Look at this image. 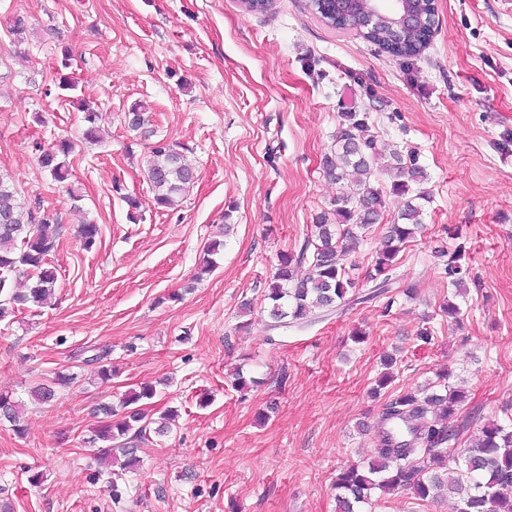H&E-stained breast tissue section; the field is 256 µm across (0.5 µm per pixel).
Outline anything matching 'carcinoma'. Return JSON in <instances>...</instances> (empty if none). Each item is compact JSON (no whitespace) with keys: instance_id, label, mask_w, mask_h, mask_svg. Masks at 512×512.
Returning a JSON list of instances; mask_svg holds the SVG:
<instances>
[{"instance_id":"obj_1","label":"carcinoma","mask_w":512,"mask_h":512,"mask_svg":"<svg viewBox=\"0 0 512 512\" xmlns=\"http://www.w3.org/2000/svg\"><path fill=\"white\" fill-rule=\"evenodd\" d=\"M409 7L420 21L402 31L385 12L373 14L366 0H349L345 9L336 0H308V8L327 27L339 31H359L367 42L381 51L402 58H415L430 41L426 17L429 0H410ZM71 67L69 53L57 61L58 88L84 113L87 127L84 136L98 139L95 112L85 99L78 97V85L64 71ZM132 127L148 124L147 108L134 103L128 111ZM336 134L334 152L325 156V175L336 183L354 177L349 193L336 198V223L326 216L317 218L315 239L309 240L296 254L282 253L264 300L270 317L269 329L280 330L325 318L342 307L359 301V288L370 287L375 297L400 283L395 274L398 253L423 227L422 206L408 202L398 220L387 225L384 247L376 254L372 271L359 280L350 275L345 261L349 252L363 239V234L377 223L384 199L376 186L377 175L386 174L392 192L405 195L411 184L426 179L416 157L403 158L394 151L385 159L376 149L365 112H344ZM71 145L60 141L41 150L39 161L51 178L64 183L70 179L67 157ZM147 176L157 206L169 208L194 183V172L183 163L175 146L157 143L150 154ZM58 225L36 200L20 201L14 188L0 179V321L15 310L41 306L55 291L56 269L49 256L58 247ZM442 277L463 294L468 264L463 262L464 249L449 251L443 246L434 250ZM308 263L311 272L298 276L297 269ZM32 280L23 290L16 288L18 275ZM76 379L72 374L56 376L38 386L30 395L48 403L56 397V387ZM153 397L144 387L124 397L119 405H103L105 416L88 443L115 444L129 455L127 465L135 461L137 448L129 440L144 438L147 432L159 435L169 429L173 414L160 415L157 427L139 408L143 399ZM461 396L440 394L422 387L407 392L385 404L376 422L374 456L366 462L347 464L336 474L337 512H360L372 506V497L409 490L421 501L455 500L457 512H512V425L492 423L482 428L478 442L471 448L459 446L460 431L448 427L447 420L456 410ZM22 404L7 393H0V417L20 427Z\"/></svg>"}]
</instances>
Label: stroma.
Segmentation results:
<instances>
[{"label":"stroma","mask_w":512,"mask_h":512,"mask_svg":"<svg viewBox=\"0 0 512 512\" xmlns=\"http://www.w3.org/2000/svg\"><path fill=\"white\" fill-rule=\"evenodd\" d=\"M440 24L418 57L396 58L324 25L307 0L266 13L240 0H0V178L56 213L54 295L0 322V392L24 400V434L0 423V505L11 512H335L344 463L373 455L384 405L448 372L463 396L449 426L471 441L512 417V0H437ZM24 16L25 34L11 32ZM73 58L100 140L60 95ZM145 104L148 130L128 126ZM345 112H365L383 153L415 154L427 174L424 228L398 255L415 284L288 330H271L264 288L282 252H299L342 187L323 173ZM73 142L69 185L41 167L43 147ZM178 145L196 175L157 207L146 161ZM78 188L72 201L68 187ZM385 207L348 259L365 275L404 200L379 175ZM139 202L130 212L127 197ZM99 236L85 248L81 225ZM231 225L200 274L204 247ZM464 243L471 279L461 312L437 243ZM250 310H243V302ZM430 340H421V328ZM116 376L101 382L93 351ZM391 383L373 394L384 355ZM75 383L38 404L33 387ZM244 376L245 389L235 385ZM146 412L174 409L163 438L139 443L120 500L91 484L84 447L99 405L144 385ZM40 482H30L32 474ZM74 379H76L74 374L64 375L57 373L53 379L47 380L46 383L36 386L32 391H30V395L34 400L46 404L54 400L56 397V386L67 385Z\"/></svg>","instance_id":"stroma-1"}]
</instances>
